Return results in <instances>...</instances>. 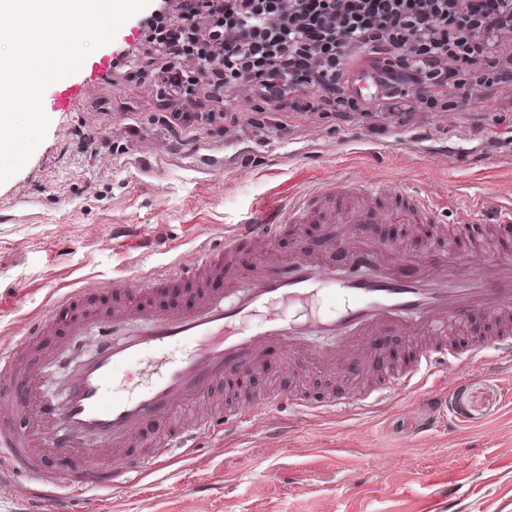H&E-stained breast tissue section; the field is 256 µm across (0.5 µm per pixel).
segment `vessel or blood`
Instances as JSON below:
<instances>
[{
  "instance_id": "vessel-or-blood-1",
  "label": "vessel or blood",
  "mask_w": 512,
  "mask_h": 512,
  "mask_svg": "<svg viewBox=\"0 0 512 512\" xmlns=\"http://www.w3.org/2000/svg\"><path fill=\"white\" fill-rule=\"evenodd\" d=\"M110 66L105 59L87 64L78 81L57 90V110L71 111ZM367 190L364 182L340 173L314 189L290 192L284 206L270 197L257 200L242 223L225 228L222 249L200 242L192 264L176 265L170 279L227 278V288L202 291L190 308L150 313L142 307L143 297L165 287L168 279L112 280L109 289L124 294V302L71 324L76 338L96 337L86 354L74 355L67 345L46 355L29 351L30 337L49 326L42 318L31 322L26 336L0 350V413H26V406L10 398L11 389L37 376L52 380L58 362L75 357V373L64 381L62 398L39 388L34 397L53 447L81 459L82 466L64 477L38 474L28 435L0 432V470L33 477L31 496L41 512H70L72 498L100 490L133 493L138 475L157 472L166 456L141 459L128 469L102 463L101 447L112 452L125 447L144 423L196 404L225 374L256 365L271 345L282 348L285 357L312 356L339 371L360 361L363 349L383 332L424 337L430 349L392 385L396 391L421 390L434 368L459 358L444 340L450 321L472 310L489 317L512 315L511 262L492 269L482 262L467 276L444 260L410 271L389 245H367L352 236L316 255L300 252L248 265L240 260L245 245L268 240L285 224L379 223ZM396 195L402 203L392 212L394 222H414L421 234L437 223L439 207L433 200L402 189ZM176 341L187 348L168 358ZM148 352L154 358L143 362L136 390L109 395L114 369L143 361Z\"/></svg>"
}]
</instances>
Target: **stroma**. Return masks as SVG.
Segmentation results:
<instances>
[{
    "label": "stroma",
    "mask_w": 512,
    "mask_h": 512,
    "mask_svg": "<svg viewBox=\"0 0 512 512\" xmlns=\"http://www.w3.org/2000/svg\"><path fill=\"white\" fill-rule=\"evenodd\" d=\"M139 80L131 90L101 79L72 111L45 107L46 137L0 184V346L42 316L54 328L33 347L67 342L72 315L111 309L114 295L100 281L168 273L176 258L191 259L199 236L222 247L225 226L257 198L287 201L292 180L307 189L341 172L442 201L433 240L413 241L409 224L367 233L422 262H472L456 224L485 198L512 201V91L479 87L464 109L402 121L315 123L272 112L263 141L228 144L210 128L185 152L160 128L169 108L149 75ZM81 131L96 135L94 152L78 153ZM118 226L150 234L152 250L111 249ZM336 235L332 224L286 225L266 256L317 251ZM77 281L87 290L72 310L54 307L60 288ZM389 338L337 373L266 352L261 368L215 387L224 406L249 408L233 435L199 434L192 458L144 477L139 496L102 492L75 500L74 512H446L451 486L456 512H512V357L491 349L485 362L441 368L427 394L393 393L359 408L377 381L418 356L403 336ZM298 392L340 394L350 406L300 414L290 403ZM271 394L279 397L272 406Z\"/></svg>",
    "instance_id": "1"
}]
</instances>
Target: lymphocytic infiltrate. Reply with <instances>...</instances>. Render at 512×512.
Returning <instances> with one entry per match:
<instances>
[{"mask_svg":"<svg viewBox=\"0 0 512 512\" xmlns=\"http://www.w3.org/2000/svg\"><path fill=\"white\" fill-rule=\"evenodd\" d=\"M167 101L182 145L223 121L263 138V112L342 122L463 108L474 86H512V0H157L129 48ZM363 61L385 94L353 91ZM247 89L255 114L232 100Z\"/></svg>","mask_w":512,"mask_h":512,"instance_id":"1","label":"lymphocytic infiltrate"}]
</instances>
